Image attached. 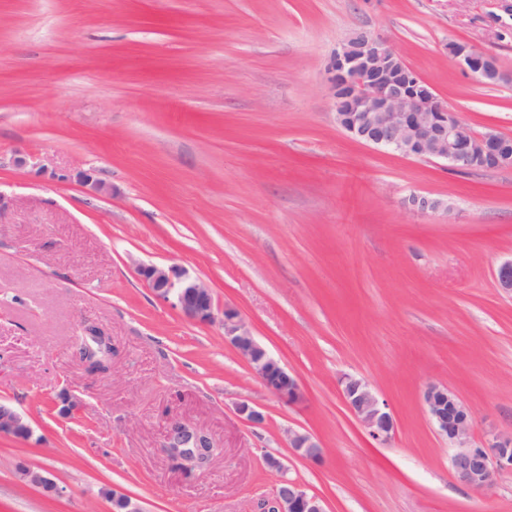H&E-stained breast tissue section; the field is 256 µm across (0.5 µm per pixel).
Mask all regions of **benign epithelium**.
<instances>
[{"label": "benign epithelium", "mask_w": 512, "mask_h": 512, "mask_svg": "<svg viewBox=\"0 0 512 512\" xmlns=\"http://www.w3.org/2000/svg\"><path fill=\"white\" fill-rule=\"evenodd\" d=\"M449 52L465 69L494 84L501 78L496 57L467 45L453 44ZM328 79L336 123L353 138L379 149L410 158L441 160L458 170H512V139L495 131L478 134L448 111L428 81L422 78L383 39L366 31L349 36L333 53ZM413 211L427 213L441 202L413 193L406 199ZM138 272L159 299L171 303L188 320L198 324L220 321L224 341L247 361L255 376L276 397L296 404L303 398L298 377L290 372L255 339L240 313L230 307L217 312L210 287L178 266L144 265ZM498 287L512 294V261L499 267ZM343 401L373 439L389 441L396 420L388 404L364 378L347 376L342 381ZM424 404L436 433L454 449L451 468L457 479L474 490L490 488L495 478L512 472V431H492L476 443L472 440L475 412L444 385H430ZM25 416L15 407L0 403V435H31ZM167 447L192 467L213 452V443L191 425L170 423ZM293 454L320 463L324 448L310 432L288 431ZM22 479L47 492L62 490L43 469L22 467ZM114 512H144L131 498L112 494ZM266 512H327L324 501L299 483L280 480Z\"/></svg>", "instance_id": "benign-epithelium-1"}]
</instances>
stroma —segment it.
<instances>
[{
  "instance_id": "stroma-1",
  "label": "stroma",
  "mask_w": 512,
  "mask_h": 512,
  "mask_svg": "<svg viewBox=\"0 0 512 512\" xmlns=\"http://www.w3.org/2000/svg\"><path fill=\"white\" fill-rule=\"evenodd\" d=\"M361 29L473 132L512 137V0H0V402L32 429L0 436V512H112V489L145 512H261L282 476L268 454L327 512H512V474L462 484L423 402L442 384L475 411V439L512 430V296L496 283L512 171L337 126L326 68ZM452 43L493 53L508 80L482 84ZM413 193L446 206L413 213ZM141 264L204 280L303 402L272 395L221 324L157 299ZM86 326L112 340L106 375L79 361ZM347 374L387 402L390 441L346 408ZM175 419L216 446L205 469L167 448ZM292 429L318 436L323 462L292 455ZM22 479L33 486L39 487L47 492L61 494L62 490L44 469H34L22 466L20 470Z\"/></svg>"
}]
</instances>
